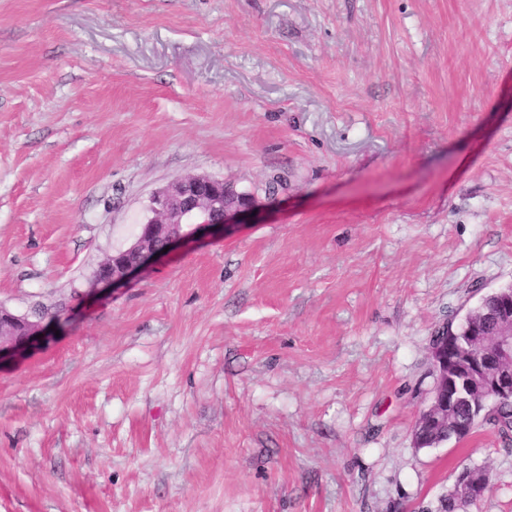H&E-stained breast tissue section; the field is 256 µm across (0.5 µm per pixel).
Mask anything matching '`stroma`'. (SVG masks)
<instances>
[{
    "label": "stroma",
    "mask_w": 512,
    "mask_h": 512,
    "mask_svg": "<svg viewBox=\"0 0 512 512\" xmlns=\"http://www.w3.org/2000/svg\"><path fill=\"white\" fill-rule=\"evenodd\" d=\"M188 175L259 206L0 366V512H512V435L413 441L512 285V0H0V303ZM483 477L484 471L481 469H463L456 478L460 497L467 502L477 501L485 491Z\"/></svg>",
    "instance_id": "1"
}]
</instances>
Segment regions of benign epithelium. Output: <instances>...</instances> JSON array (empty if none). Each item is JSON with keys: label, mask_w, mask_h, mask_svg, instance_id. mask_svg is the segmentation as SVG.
<instances>
[{"label": "benign epithelium", "mask_w": 512, "mask_h": 512, "mask_svg": "<svg viewBox=\"0 0 512 512\" xmlns=\"http://www.w3.org/2000/svg\"><path fill=\"white\" fill-rule=\"evenodd\" d=\"M255 199L239 193L220 179L204 175L177 179L151 199L153 217L142 225L136 242L104 259L94 271L88 291L81 297L120 288L162 257L187 236L209 227L241 224L255 207ZM76 305L65 304L60 318L41 315L32 320L0 305V364L19 360L49 342L52 328L65 326ZM431 359L435 386L429 407L418 417L414 433L437 429L448 411L460 402L478 416L488 408L512 407V290L499 292L487 307L484 320L465 328L462 336L448 340L442 329L433 342ZM481 469H463L456 478L458 493L467 502L485 491Z\"/></svg>", "instance_id": "1"}]
</instances>
